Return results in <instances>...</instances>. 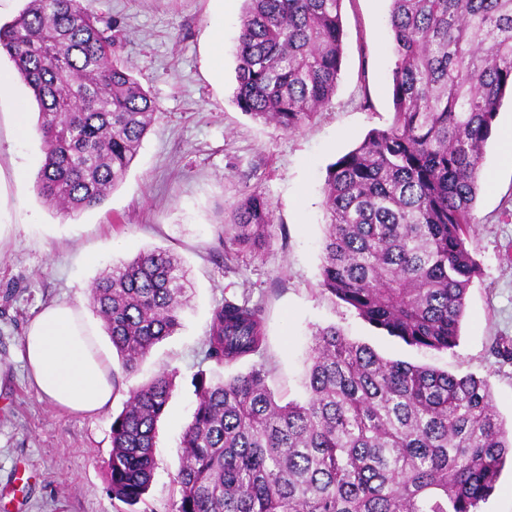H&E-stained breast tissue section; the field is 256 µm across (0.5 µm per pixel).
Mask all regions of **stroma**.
Returning <instances> with one entry per match:
<instances>
[{
	"mask_svg": "<svg viewBox=\"0 0 512 512\" xmlns=\"http://www.w3.org/2000/svg\"><path fill=\"white\" fill-rule=\"evenodd\" d=\"M111 22L114 51L159 106L125 180L104 201L66 218L38 197L34 180L44 154L38 108L8 55L0 76V512H171L180 440L196 405L192 376L215 372L203 342L224 298L260 305L267 342L259 358L269 384L301 392L316 327L333 325L385 358L488 379L494 409L512 425V363L490 352L512 341V161L500 139L512 129L504 99L485 150L470 232L481 275L471 285L458 345L421 350L375 329L322 292V188L329 164L392 119L388 28L390 0H344L341 73L328 106L293 133L244 114L234 102L235 46L244 0H82ZM224 27L220 72L210 66V36ZM272 204L262 252L225 265L224 223L245 191ZM178 255L193 293L183 326L158 343L111 405L82 415L55 407L30 385L23 336L44 306L88 305L99 274L142 251ZM175 372V390L156 431V469L144 503L113 500L107 462L112 418L128 387L158 371Z\"/></svg>",
	"mask_w": 512,
	"mask_h": 512,
	"instance_id": "obj_1",
	"label": "stroma"
}]
</instances>
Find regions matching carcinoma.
<instances>
[{"instance_id":"carcinoma-1","label":"carcinoma","mask_w":512,"mask_h":512,"mask_svg":"<svg viewBox=\"0 0 512 512\" xmlns=\"http://www.w3.org/2000/svg\"><path fill=\"white\" fill-rule=\"evenodd\" d=\"M344 0H245L234 100L284 132L327 106L343 55ZM393 117L327 169L322 290L416 348L457 345L480 268L468 240L484 148L512 90V0H390ZM111 26L81 0H28L0 50L32 90L44 160L35 190L74 216L125 178L158 106L112 54ZM272 210L244 194L224 244L256 256ZM189 272L157 248L105 270L90 305L125 374L182 327ZM260 307L213 309L205 359L264 349ZM184 429L173 512H480L512 455L485 379L390 360L334 325L315 331L306 398L283 400L264 365L214 380ZM175 387L159 371L112 421V498L139 503L156 468L157 423Z\"/></svg>"}]
</instances>
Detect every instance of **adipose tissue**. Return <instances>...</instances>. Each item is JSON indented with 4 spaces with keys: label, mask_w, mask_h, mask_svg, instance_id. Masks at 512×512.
Returning a JSON list of instances; mask_svg holds the SVG:
<instances>
[{
    "label": "adipose tissue",
    "mask_w": 512,
    "mask_h": 512,
    "mask_svg": "<svg viewBox=\"0 0 512 512\" xmlns=\"http://www.w3.org/2000/svg\"><path fill=\"white\" fill-rule=\"evenodd\" d=\"M23 346L28 376L41 396L85 414L111 403L112 357L81 305L43 308L29 323Z\"/></svg>",
    "instance_id": "1"
}]
</instances>
